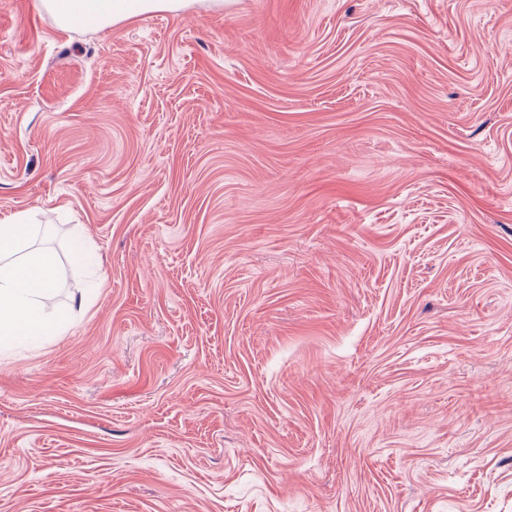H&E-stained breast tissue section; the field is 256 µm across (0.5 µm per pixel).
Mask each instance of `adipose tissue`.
<instances>
[{"label": "adipose tissue", "mask_w": 512, "mask_h": 512, "mask_svg": "<svg viewBox=\"0 0 512 512\" xmlns=\"http://www.w3.org/2000/svg\"><path fill=\"white\" fill-rule=\"evenodd\" d=\"M41 4L61 27L99 29L134 15L179 9L183 0H41ZM32 232L22 213L0 224V344L52 335L56 325L45 316L41 302L53 293L64 269L49 253H24Z\"/></svg>", "instance_id": "adipose-tissue-1"}]
</instances>
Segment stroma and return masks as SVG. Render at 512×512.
Instances as JSON below:
<instances>
[{
  "instance_id": "1",
  "label": "stroma",
  "mask_w": 512,
  "mask_h": 512,
  "mask_svg": "<svg viewBox=\"0 0 512 512\" xmlns=\"http://www.w3.org/2000/svg\"><path fill=\"white\" fill-rule=\"evenodd\" d=\"M17 212L0 512H512V0H0ZM62 28H105L125 18L147 12L177 10L183 0H40ZM33 226L24 213L0 224V345L52 335L57 324L45 316L41 301L63 278V267L46 252L19 256Z\"/></svg>"
}]
</instances>
